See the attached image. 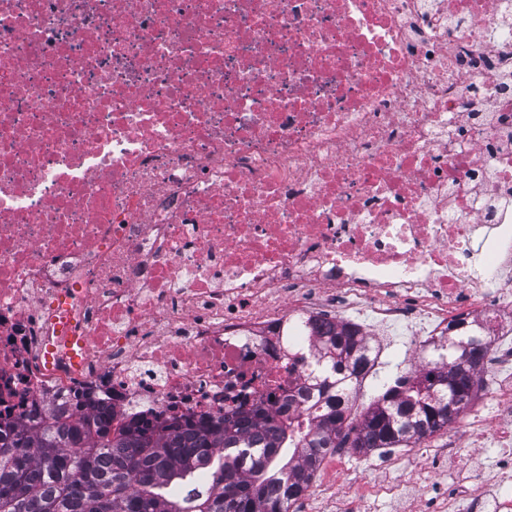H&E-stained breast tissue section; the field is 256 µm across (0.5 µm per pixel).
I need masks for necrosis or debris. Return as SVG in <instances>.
I'll return each mask as SVG.
<instances>
[{
	"label": "necrosis or debris",
	"instance_id": "4bbe7bcc",
	"mask_svg": "<svg viewBox=\"0 0 512 512\" xmlns=\"http://www.w3.org/2000/svg\"><path fill=\"white\" fill-rule=\"evenodd\" d=\"M464 317L494 377L448 426L512 474V0H0V420L287 406L314 325ZM428 512H512L475 465Z\"/></svg>",
	"mask_w": 512,
	"mask_h": 512
}]
</instances>
